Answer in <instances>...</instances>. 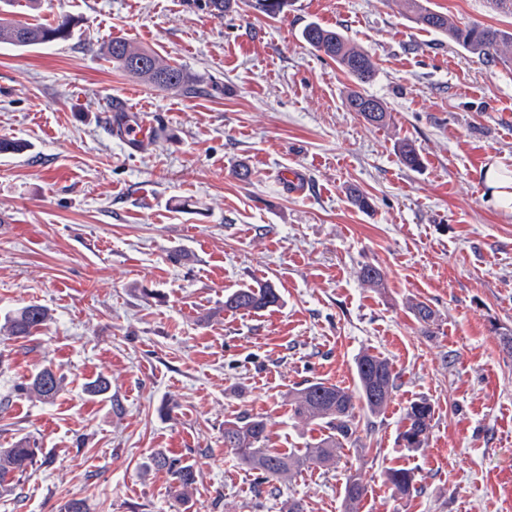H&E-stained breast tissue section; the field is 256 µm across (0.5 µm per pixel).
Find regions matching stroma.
Instances as JSON below:
<instances>
[{"label":"stroma","instance_id":"obj_1","mask_svg":"<svg viewBox=\"0 0 512 512\" xmlns=\"http://www.w3.org/2000/svg\"><path fill=\"white\" fill-rule=\"evenodd\" d=\"M456 22L512 29L486 0H431ZM69 15V39L0 45V316L48 308L26 342L0 336V448L41 454L0 512H512V203L492 205L486 171L512 173V69L491 66L387 0H293L269 18L249 0H17L15 20ZM316 22L375 65L364 92L389 123L348 110L352 78L305 43ZM123 38L179 66L188 89L158 90L109 64ZM152 135L129 150L107 124L113 98ZM408 140L419 169L402 164ZM248 181L235 178L240 166ZM301 171L308 193L277 174ZM368 196L361 210L351 191ZM379 267L383 287L358 278ZM275 285L280 306L224 308L227 293ZM436 314L422 335L411 305ZM388 359L397 386L335 468H309L276 494L224 447V423L268 421L271 448L307 447L323 423L291 416L313 381L355 388V359ZM64 376L50 402L16 388L44 364ZM107 395L88 396L97 377ZM434 407L424 447L405 448L406 409ZM193 465L188 500L156 452ZM416 475L399 498L385 471ZM366 494V487L359 477L351 475L347 478L343 488L344 512H356V506Z\"/></svg>","mask_w":512,"mask_h":512}]
</instances>
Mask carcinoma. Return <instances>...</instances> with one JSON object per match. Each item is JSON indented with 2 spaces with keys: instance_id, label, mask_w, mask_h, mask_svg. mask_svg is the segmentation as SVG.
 <instances>
[{
  "instance_id": "obj_1",
  "label": "carcinoma",
  "mask_w": 512,
  "mask_h": 512,
  "mask_svg": "<svg viewBox=\"0 0 512 512\" xmlns=\"http://www.w3.org/2000/svg\"><path fill=\"white\" fill-rule=\"evenodd\" d=\"M257 12L275 18L285 13L290 0H251ZM410 15L416 25L431 29L448 37L453 43L490 63L512 64V54L504 50L512 48V31L488 25L472 24L460 26L448 14L426 5L425 0H394ZM72 22L66 15H58L50 23H22L0 18V44L15 48H31L72 36ZM302 39L317 51L335 61L336 64L358 85L370 82L375 73V64L365 51L350 45L347 37L338 29L310 23L301 32ZM106 59L116 69L136 77L157 89H174L186 86L184 72L160 61L146 49L138 48L129 41L115 38L107 45ZM350 111L358 113L368 124L381 127L387 124L389 112L380 100L360 91H352L346 100ZM401 162L410 169L421 166V158L408 141L398 144ZM360 280L371 288L383 284L380 268L364 265L358 272ZM281 295L271 284L257 288H238L224 296V309L232 312H255L278 305ZM420 331L428 336L434 323V311L424 302L412 306ZM51 322L47 308L30 304L6 313L0 323V333L7 338L26 341L45 329ZM357 388L350 391L337 384L315 381L295 390L291 394L292 416L301 421H320L325 424L323 434L309 447L283 452L266 447L267 422L260 416H247L224 423V448L237 461L258 475L259 483L269 486V492L277 491L280 480L313 467H327L336 461L338 449L355 445L359 440L355 423L357 412L371 415L380 413L391 400L396 388L397 374L385 358L370 353L360 354L355 361ZM63 378L58 370L48 363L35 371L19 391L29 398L51 401L62 390ZM434 417L432 405L425 399L412 402L406 410L407 424L400 440L407 448L423 447ZM39 449L28 441H20L12 448H0V490L14 488L15 479L21 477L29 466L36 462ZM153 464L166 470L178 487L187 492L196 482L193 466L164 452L156 453ZM386 482L396 495L408 497L417 491L415 474L407 469H390L385 473ZM366 494V487L359 477L351 475L343 488L344 512H356V506Z\"/></svg>"
}]
</instances>
